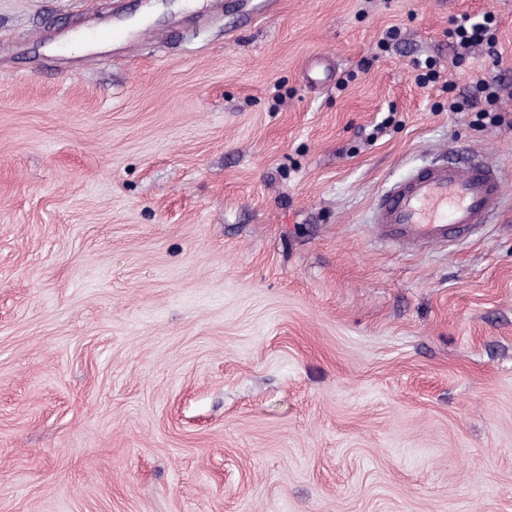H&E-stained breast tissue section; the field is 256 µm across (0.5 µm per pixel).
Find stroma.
<instances>
[{
	"label": "stroma",
	"instance_id": "stroma-1",
	"mask_svg": "<svg viewBox=\"0 0 512 512\" xmlns=\"http://www.w3.org/2000/svg\"><path fill=\"white\" fill-rule=\"evenodd\" d=\"M225 3L0 0V512H512V0ZM448 159L495 223L381 241ZM494 16L486 14L482 21H472L469 16H461L453 18L450 21L451 27L448 28V39L456 43L457 47L462 51L458 53V59L464 57V52L469 51L472 47L481 45L484 41L489 48L495 46L494 34H490L491 25L494 23ZM87 35L83 37L90 41V43H108L112 42V44H126V47L129 48L135 41H137L138 36H133L128 30L117 20L112 21V24L104 23L97 27L91 28ZM503 200L502 177L489 165L445 162L413 172L378 196V236L406 248L442 244L491 224Z\"/></svg>",
	"mask_w": 512,
	"mask_h": 512
}]
</instances>
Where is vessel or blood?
<instances>
[{"label":"vessel or blood","mask_w":512,"mask_h":512,"mask_svg":"<svg viewBox=\"0 0 512 512\" xmlns=\"http://www.w3.org/2000/svg\"><path fill=\"white\" fill-rule=\"evenodd\" d=\"M93 43L133 44L119 22L94 27ZM503 200L502 177L489 165L443 163L413 172L378 196L373 222L379 237L406 248L456 241L491 223Z\"/></svg>","instance_id":"vessel-or-blood-1"}]
</instances>
